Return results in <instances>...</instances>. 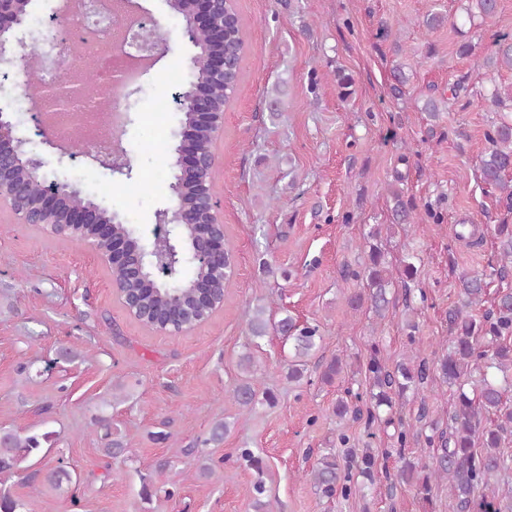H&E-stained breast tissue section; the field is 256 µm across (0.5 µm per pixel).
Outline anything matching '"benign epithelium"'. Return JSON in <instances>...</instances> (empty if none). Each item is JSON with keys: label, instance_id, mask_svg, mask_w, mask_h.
Here are the masks:
<instances>
[{"label": "benign epithelium", "instance_id": "7a95c632", "mask_svg": "<svg viewBox=\"0 0 512 512\" xmlns=\"http://www.w3.org/2000/svg\"><path fill=\"white\" fill-rule=\"evenodd\" d=\"M234 2L182 0L188 28L207 30L210 40L216 45L204 55L207 70L215 80H224V73L234 66L233 57L224 54L222 24L224 13L234 12ZM29 5L30 0H0V63L10 64L26 73L36 69L39 64L55 63L63 52L53 36L47 40V49L36 64L27 55L15 52L14 46L23 45L28 36L34 37L31 31L26 36H17L29 14ZM132 50L149 54V60L155 63L165 55L168 47L162 41L137 34L127 37L124 29H115L113 55H128ZM95 97L96 90L88 81L63 77L45 88L38 102V110L56 113L78 109L88 111ZM175 101L178 111L188 113L203 128L205 141L185 136L175 150L176 158L172 163L174 181L170 186L173 206L170 210L166 208L157 212L153 229V232L163 233L169 239L166 257H155L154 252L145 246L147 240L134 229L125 236H115L112 228L121 223L118 214H111V220L106 221L103 218L104 210L94 202L74 207L67 205L68 200L80 195V192L66 181L51 180L50 188L36 197L29 196L26 180L15 178L12 173L21 165L31 171H39L45 166V161L28 152L25 162H20V139L16 135L15 124L3 112H0V209H8L23 224L46 228L56 237L68 240L80 238L105 261L109 269L112 268L113 258L122 256V271L133 278L141 276L147 264L154 265L166 277L175 274L185 260L181 236L176 227L187 224L192 232V257L207 262L213 278L224 281V213L212 182L216 164L215 141L224 132V107L193 84L175 94ZM83 157L109 167L114 174L131 177L132 168L122 148L116 150L114 157L89 148ZM187 185L195 187V208L183 211L180 209V191ZM210 317L208 313L201 319H195L175 312L170 315V321L177 323L172 333H185Z\"/></svg>", "mask_w": 512, "mask_h": 512}]
</instances>
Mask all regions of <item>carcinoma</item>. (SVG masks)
<instances>
[{"label": "carcinoma", "mask_w": 512, "mask_h": 512, "mask_svg": "<svg viewBox=\"0 0 512 512\" xmlns=\"http://www.w3.org/2000/svg\"><path fill=\"white\" fill-rule=\"evenodd\" d=\"M225 50L236 52V66H241L245 51V35L241 18H224ZM198 56L190 66V81L205 78L204 54L210 47L209 35L205 31L194 33ZM494 50L484 59L483 66L498 64L512 69V38L507 34L495 35ZM490 144L489 153L482 160L480 178L499 197L512 203V121L505 119L486 133ZM381 225L370 227L364 236L368 247L363 277L369 288L371 307L378 316H385L390 300L388 290L393 286L385 255L378 245ZM213 282L215 294H222L225 285L212 281L206 265L197 261L185 267V273L176 280H165L146 266L143 275L125 281L121 291L138 294L144 307L150 311L155 323H165V314L183 309L187 313H198V285ZM464 302L462 307L448 315L451 333L448 355L440 363V374L448 386L454 388L453 410L449 414L448 429L431 427L425 442L432 449L427 460L402 459L399 478L415 486L417 495L426 502L432 501L434 487L448 483V496L456 501L459 512H512V504L500 497L497 488L499 476L509 470L508 458L500 451L503 435L512 432V410L506 408L507 393L512 391V380L506 376L512 372V289L497 292L494 305L481 317L467 309L485 301L488 282L477 276L463 275L459 278ZM250 335L262 339L273 330L291 345L294 361L288 367V380L300 381L304 376L307 360L318 348V327L301 326L288 315L273 322L266 317L263 307L248 312ZM239 366L246 379L230 392L231 398L240 406L254 412L258 407L273 402L270 392H258L252 377L253 357L245 353ZM346 360L332 358L325 366L321 380L331 383L344 372ZM429 367L425 359L412 354L388 367L380 355L378 344H371V356L367 371L372 381L371 400L376 408H392L393 398L407 391H417L428 378ZM104 424V454L110 458L125 456V436L112 431V425ZM228 424L219 421L210 428L208 436L201 441L202 449L189 452L204 453V447L224 441ZM53 433L22 435L15 430L0 429V474H13L33 490L47 485L55 490L75 483L72 473L59 465L42 472L32 469L30 461L37 457L49 443ZM377 468V459L370 450H365L359 461V474L370 480ZM311 478L317 490L331 497L336 492L353 493L348 474L342 473L336 455L327 452L320 455L311 470ZM266 489L257 482L248 489L255 512H269L268 502L262 500ZM25 503L7 491H0V512H24Z\"/></svg>", "instance_id": "obj_1"}]
</instances>
